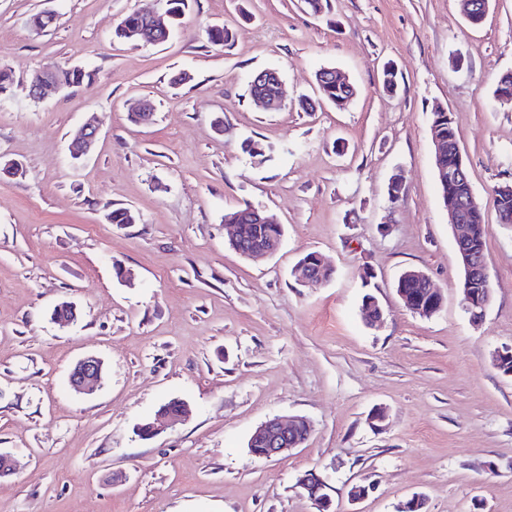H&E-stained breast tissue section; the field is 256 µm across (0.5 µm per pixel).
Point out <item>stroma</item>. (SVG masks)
I'll use <instances>...</instances> for the list:
<instances>
[{"instance_id":"stroma-1","label":"stroma","mask_w":512,"mask_h":512,"mask_svg":"<svg viewBox=\"0 0 512 512\" xmlns=\"http://www.w3.org/2000/svg\"><path fill=\"white\" fill-rule=\"evenodd\" d=\"M139 0H0V67L15 80L79 65L88 84L0 100V512H315L298 480L325 483L335 512H512V375L492 355L512 346V224L493 190L512 182V0L479 26L459 0H188L159 45L115 40ZM55 15L37 34L38 12ZM234 31L229 46L207 31ZM392 64L400 83L383 92ZM324 67L357 88L321 101ZM280 71L286 106L259 109L251 76ZM187 71L191 79L172 83ZM311 98L315 111L300 110ZM142 99L155 120L132 123ZM458 131L484 214L492 299L480 324L460 305V259L438 186L431 111ZM93 123L94 151L72 159L70 131ZM268 145L266 161L242 149ZM401 174L406 193L390 203ZM253 205L284 227L279 251L230 248L227 211ZM128 207L134 224H113ZM315 251L323 286L292 267ZM426 272L441 311H409L395 282ZM382 309L367 323L364 294ZM76 308L65 326L52 318ZM94 355L101 387L69 374ZM172 399L189 415L149 439L137 426ZM387 411L372 427L373 409ZM302 416L306 443L263 460L247 448L261 422ZM367 495L350 500L351 486Z\"/></svg>"}]
</instances>
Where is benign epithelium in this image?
I'll use <instances>...</instances> for the list:
<instances>
[{
    "label": "benign epithelium",
    "instance_id": "1",
    "mask_svg": "<svg viewBox=\"0 0 512 512\" xmlns=\"http://www.w3.org/2000/svg\"><path fill=\"white\" fill-rule=\"evenodd\" d=\"M144 6L140 12L144 14L152 28L168 31L163 24V15L160 14L161 0H143ZM254 84L264 83L269 91L253 96V100L261 104L268 111H277L284 105L282 79L275 69L264 70L257 73L252 80ZM66 85L60 83L54 72L38 69L27 80V96L40 101L50 90L62 91ZM99 129L95 125H84L72 136L69 150L73 159L81 160L88 156L97 143ZM435 166L438 170L441 183L447 184V191L442 193L444 205L448 210L450 224L455 231L456 244L459 245V256L462 267L460 280V301L463 309L474 321L483 318L491 301V287L488 276L486 259L481 253L464 248L475 233L476 225L463 223V212L466 208L476 204L474 192L470 191L460 195L458 186L466 182L467 167L464 163L461 149H450L445 146L439 137H434ZM231 226L230 241L235 250L246 258L269 256L280 247L282 236H272L258 239L253 242L245 241L243 225L238 219H226ZM325 262L317 266L300 264L295 266L294 273L297 280L308 285H321L329 281L326 276ZM406 278L421 280L427 285V295L431 299L427 303L414 300L404 289H398V295L405 306L415 313L434 315L440 311L443 303L441 293L431 286L429 276L421 271L408 270ZM104 362L94 356H88L78 361L69 375L70 386L78 392H86L98 385L103 378ZM311 431L309 421L303 417H296L288 422L279 418H272L261 423L251 434L249 451L258 458L272 459L280 457L304 444ZM300 486L306 491L313 502L316 512H330L331 500L324 493L325 485L315 474L308 473L299 479Z\"/></svg>",
    "mask_w": 512,
    "mask_h": 512
}]
</instances>
